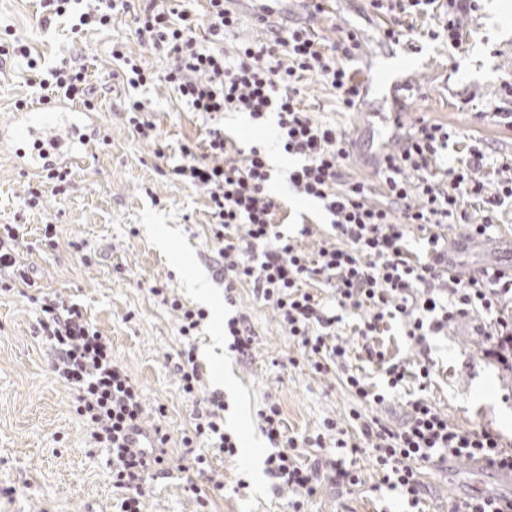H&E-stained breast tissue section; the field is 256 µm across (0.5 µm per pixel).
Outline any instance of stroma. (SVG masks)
I'll use <instances>...</instances> for the list:
<instances>
[{"instance_id": "obj_1", "label": "stroma", "mask_w": 512, "mask_h": 512, "mask_svg": "<svg viewBox=\"0 0 512 512\" xmlns=\"http://www.w3.org/2000/svg\"><path fill=\"white\" fill-rule=\"evenodd\" d=\"M281 18L314 28L333 41L332 22L354 29L363 55L353 61L357 79L375 78V90L362 111H343L336 95L316 79L303 82L302 107L349 135L354 152L351 173L376 185L378 155L396 145L398 129L428 121L447 126L448 159L467 158L479 147L496 155L512 154V0H479L468 16L463 43L448 45L438 31L443 7L401 15L410 26L409 42L392 45L383 36L390 24L369 0H328L326 14L313 19L300 0H280ZM69 16H49L44 0H0V32L9 31L28 45L39 63L25 60L0 64V121H8L17 101L45 96L40 82L46 69L65 64L83 67L99 86L95 100L98 127L109 145H96L86 164L71 171L65 184L22 174L9 154L0 155V224H19L24 236L21 261L33 268L39 283L68 295L112 340V356L138 384L149 409H163L170 430L167 473L147 490L148 512H288V498L275 491L265 472L268 442L258 428L256 412L268 399L279 400L287 434L299 436L320 427L329 415L345 416L353 398L339 378L288 367L295 347L271 309L250 286L236 291L235 306L224 302V282L216 274V253L207 237L208 201L202 192L184 187L170 174L185 143L204 145L205 119L160 81L143 90H128L112 61V44L127 49L156 73L169 59L135 32L132 18L111 29H74ZM405 55L409 89L392 90L397 71L384 68L391 53ZM147 100L157 126V142L139 139L127 124L129 97ZM226 136L247 149L259 144L271 150L274 174L268 191L278 202L276 220L283 231L302 238L315 252L326 228L319 203L297 195L288 184L294 157L277 152L274 122L256 127L247 115L224 117ZM41 190L37 206L26 202L28 188ZM55 225L59 245L43 247L42 227ZM465 226L448 227L452 258L461 274L490 265L512 264V203L498 211L490 237L469 240ZM157 281L169 283L183 302L205 308L209 317L197 339L201 376L209 391L224 401V423L239 437L240 448L226 457L200 441L185 448L179 442L189 430L199 403L180 388L175 364L182 347L176 319L149 293ZM246 315L253 334V355L238 361L216 345L224 320ZM39 313L18 292L0 294V512H115L120 497L112 487L105 449L93 447L88 428L75 414L73 394L52 373L50 349L40 334ZM360 319H345L340 330L350 350V366L368 382L384 387L381 368L368 361L359 335ZM429 382L408 378L375 416L397 424L405 404L424 398L451 424L497 434L512 446V366L500 363L485 345L478 320L465 318L445 336H433ZM204 455L224 481L216 491L208 477L192 473L193 457ZM364 483L352 491L324 488L310 497L305 512H448L452 504L475 494L512 495L501 472L470 463L455 470L423 468L428 492L417 509L395 493L377 490L378 474L370 454H358ZM247 489H238V481Z\"/></svg>"}]
</instances>
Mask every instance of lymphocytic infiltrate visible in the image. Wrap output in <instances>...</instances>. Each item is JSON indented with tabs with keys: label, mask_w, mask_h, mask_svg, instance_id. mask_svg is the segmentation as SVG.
I'll use <instances>...</instances> for the list:
<instances>
[{
	"label": "lymphocytic infiltrate",
	"mask_w": 512,
	"mask_h": 512,
	"mask_svg": "<svg viewBox=\"0 0 512 512\" xmlns=\"http://www.w3.org/2000/svg\"><path fill=\"white\" fill-rule=\"evenodd\" d=\"M205 2L201 13L175 15L157 0H146L136 18L139 32L147 34L154 48L172 55L164 82L191 111L215 122L206 153L183 145L181 161L171 173L207 197L209 236L217 247L226 292L239 283L250 285L301 348L310 370L319 375L339 372L355 400L345 417L325 418L317 431L299 437L286 434L279 403H265L257 416L274 447L264 461L266 472L289 492L292 512H303L306 498L322 483L350 490L360 486L361 473L349 459L362 452L371 454L380 485L399 491L414 506L424 492L421 465L470 461L511 473L512 449L502 447L497 435L450 425L427 400L408 401L397 426L363 415L364 407L383 405L387 397L348 369V348L336 326L343 314L361 316L363 349L394 390L405 381L408 368L375 348L372 339L385 322L403 323L407 337L425 355L430 352L428 337L447 335L458 318L470 314L485 319L487 340L511 337L512 323L503 318L502 303L512 297V266H491L467 277L449 272L448 246L440 230L463 224L469 237L488 235L496 208L512 200V157L500 161V179L492 190L478 176L485 155L476 148L436 174L438 151L447 147L449 134L440 124L425 123L379 160L377 174L387 202L372 201L366 185L346 173L348 136L315 120L300 99L303 80L314 78L335 90L345 110L362 105L364 85L348 67L362 48L357 33L341 30L336 43L327 47L311 28L284 31L269 24L262 40L229 45L225 38L238 28V16L224 0ZM48 74L55 94L93 107L97 90L82 70L61 66ZM227 112L247 114L256 122L274 116L282 151L298 160L288 171L289 184L322 202L329 216L333 237L322 241L316 252L305 251L299 237L278 230V204L267 191L272 178L269 155L253 146L245 157L236 158L234 141L216 124ZM466 195L482 198L480 223H470L462 209ZM413 226L428 234L427 261L412 260L406 246ZM21 238L17 225H0V289L18 290L38 305L42 333L54 352L52 369L75 390L74 411L93 442L108 451L112 486L123 493L120 512H144L148 479L168 468L171 434L161 422L162 413L147 412L140 389L113 360L110 338L67 296L41 288L33 270L18 261ZM311 280L332 288V301L308 289ZM149 291L174 312L185 341L177 362L181 389L206 406L185 432L184 447L202 439L235 456L238 444L224 428V404L207 394L192 343L206 310L188 308L167 285L156 283ZM138 425L158 438L159 447L129 446L128 435ZM310 448L317 457L303 463L302 455Z\"/></svg>",
	"instance_id": "f902f5d3"
}]
</instances>
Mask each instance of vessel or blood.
I'll list each match as a JSON object with an SVG mask.
<instances>
[{"instance_id": "vessel-or-blood-1", "label": "vessel or blood", "mask_w": 512, "mask_h": 512, "mask_svg": "<svg viewBox=\"0 0 512 512\" xmlns=\"http://www.w3.org/2000/svg\"><path fill=\"white\" fill-rule=\"evenodd\" d=\"M96 124L95 113L76 108L66 98L41 100L0 123V147H13L17 165L25 174L77 167L88 157Z\"/></svg>"}]
</instances>
